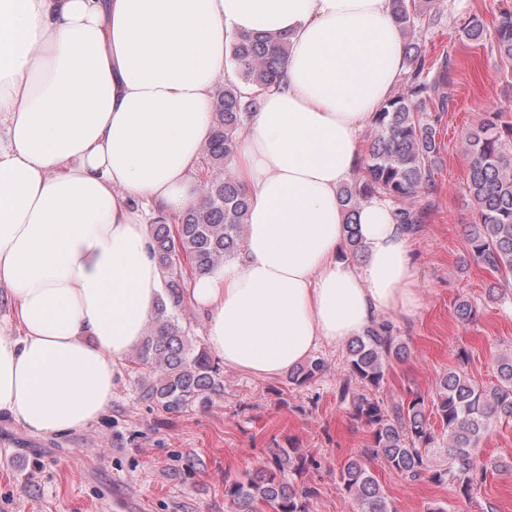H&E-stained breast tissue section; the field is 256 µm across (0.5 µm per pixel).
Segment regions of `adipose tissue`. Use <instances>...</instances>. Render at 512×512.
<instances>
[{"label": "adipose tissue", "mask_w": 512, "mask_h": 512, "mask_svg": "<svg viewBox=\"0 0 512 512\" xmlns=\"http://www.w3.org/2000/svg\"><path fill=\"white\" fill-rule=\"evenodd\" d=\"M288 39L231 166L240 257L187 298L225 366L262 378L419 305L391 204L340 189L404 71L389 0H0V413L36 435L99 420L162 292L147 226L196 198L213 87L243 33Z\"/></svg>", "instance_id": "obj_1"}]
</instances>
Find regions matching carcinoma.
I'll return each instance as SVG.
<instances>
[{"instance_id":"obj_1","label":"carcinoma","mask_w":512,"mask_h":512,"mask_svg":"<svg viewBox=\"0 0 512 512\" xmlns=\"http://www.w3.org/2000/svg\"><path fill=\"white\" fill-rule=\"evenodd\" d=\"M391 10L403 34L408 75L404 90L389 96L371 117L363 176L340 189L347 212V246L354 254L363 251L353 227L354 214L370 196L395 203L398 223L409 234L419 232L429 204L418 202V194L432 186L440 154L435 119L423 112L422 104L447 82L449 66H442L431 80L423 77L427 59L416 37L421 5L417 0H391ZM462 33L471 41L489 39L500 57L512 61L511 11L491 33L475 17L463 24ZM230 52L237 81L224 83L214 101V124L203 151L204 162L214 173L204 182L200 200L177 223L149 225L163 295L135 349V364L140 367L141 398L171 416L206 407L224 394L223 368L181 320L186 295L182 268L189 267L194 278L204 277L240 253L249 199L227 163L261 93L280 84L289 46L281 35L244 33ZM465 140L467 193L474 210V220L467 226L468 254L502 277L489 289L493 295L509 287L512 277V123L502 121L499 110L489 112ZM407 356L405 344L388 322L371 325L348 343L340 400L350 402L353 417L369 432L364 448L339 467L338 486L353 512H395L373 474L375 462L410 482L450 485L468 501L480 493L488 474H512V461L480 456L492 428L503 419L512 421V355L498 358L495 380L484 384L464 371L469 354L463 349L457 354L460 367L439 378L433 395L414 393L390 404L383 398L388 366ZM325 369L323 359L310 358L288 374V384L302 386ZM440 436L448 438V448L438 457L434 450ZM319 467L313 455L283 448L254 472L225 480L224 500L230 512H310L316 490L305 477Z\"/></svg>"}]
</instances>
